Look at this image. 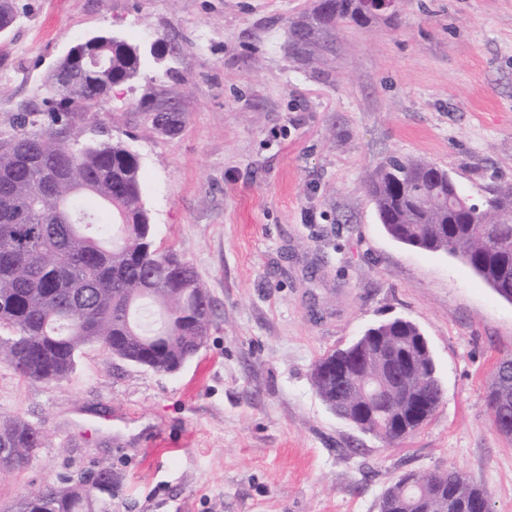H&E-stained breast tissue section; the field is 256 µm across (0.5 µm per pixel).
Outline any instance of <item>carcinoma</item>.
<instances>
[{
	"label": "carcinoma",
	"instance_id": "obj_1",
	"mask_svg": "<svg viewBox=\"0 0 512 512\" xmlns=\"http://www.w3.org/2000/svg\"><path fill=\"white\" fill-rule=\"evenodd\" d=\"M375 18L362 0H319L313 12L290 26L294 54L314 59L332 52L338 30ZM17 21L14 0H0V31ZM110 61L104 76L89 71L68 81L48 78V125L18 131L0 144V363L31 381L54 382L76 367L83 350L98 344L108 353L161 373H172L204 346L213 303L194 268L173 252L153 248V225L141 196L137 155L123 142L99 139L78 149L64 133L69 117L91 112L112 86L134 80L138 49L115 35H100L88 48ZM179 112H152V126L171 132ZM380 223L393 240L421 250L460 257L499 296L512 302V186L491 189L480 209L448 171L418 159L390 158L368 185ZM443 194L453 205L441 207ZM71 223H57L61 204ZM435 367L422 329L395 319L375 324L357 343L322 356L311 380L332 411L364 425L390 445L413 434L441 402L430 377ZM385 384L378 422L356 390L360 377ZM487 403L497 422L512 420V384L493 377ZM0 477L24 467L28 448L44 447V433L12 417L0 421ZM488 498L458 471L405 472L381 498L380 512H473ZM112 495L65 476L4 506L3 512H107Z\"/></svg>",
	"mask_w": 512,
	"mask_h": 512
}]
</instances>
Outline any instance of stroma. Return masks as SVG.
Returning a JSON list of instances; mask_svg holds the SVG:
<instances>
[{
    "label": "stroma",
    "mask_w": 512,
    "mask_h": 512,
    "mask_svg": "<svg viewBox=\"0 0 512 512\" xmlns=\"http://www.w3.org/2000/svg\"><path fill=\"white\" fill-rule=\"evenodd\" d=\"M0 35V141L83 38L120 35L139 75L75 113L140 163L153 246L196 269L214 304L175 373L93 345L65 379L0 364V415L46 443L0 480V506L111 466V512H379L401 473L455 468L512 512V439L486 401L512 356V302L461 259L391 239L367 182L391 156L431 161L477 199L512 183V0H402L343 29L327 61L296 59L289 25L316 0H15ZM183 122L152 130L150 108ZM424 331L442 382L432 419L388 445L336 417L311 369L371 324Z\"/></svg>",
    "instance_id": "stroma-1"
}]
</instances>
